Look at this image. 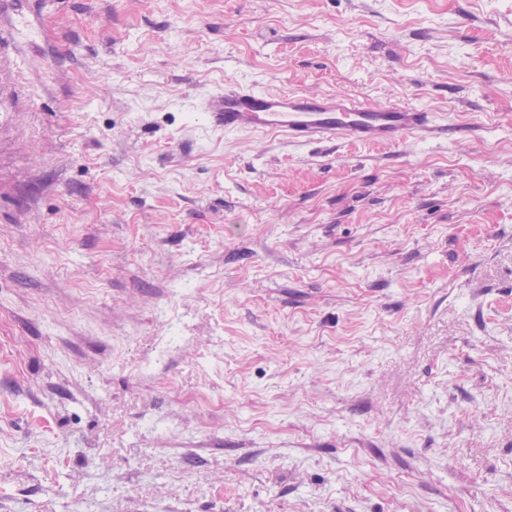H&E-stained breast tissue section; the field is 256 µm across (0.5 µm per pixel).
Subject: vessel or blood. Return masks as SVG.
<instances>
[{"label":"vessel or blood","mask_w":512,"mask_h":512,"mask_svg":"<svg viewBox=\"0 0 512 512\" xmlns=\"http://www.w3.org/2000/svg\"><path fill=\"white\" fill-rule=\"evenodd\" d=\"M212 123L225 132L282 135L300 143L348 142L398 146L412 137L445 138L455 128L422 109L376 105L346 95L271 92L225 85L204 100Z\"/></svg>","instance_id":"b4317fda"}]
</instances>
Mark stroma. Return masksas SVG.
<instances>
[{
  "instance_id": "obj_1",
  "label": "stroma",
  "mask_w": 512,
  "mask_h": 512,
  "mask_svg": "<svg viewBox=\"0 0 512 512\" xmlns=\"http://www.w3.org/2000/svg\"><path fill=\"white\" fill-rule=\"evenodd\" d=\"M0 512H512V0H0ZM412 105L227 133L225 80ZM204 108L224 132L282 135L300 143L398 146L411 137L448 138L457 129L412 106L376 105L346 95L271 92L226 84Z\"/></svg>"
}]
</instances>
